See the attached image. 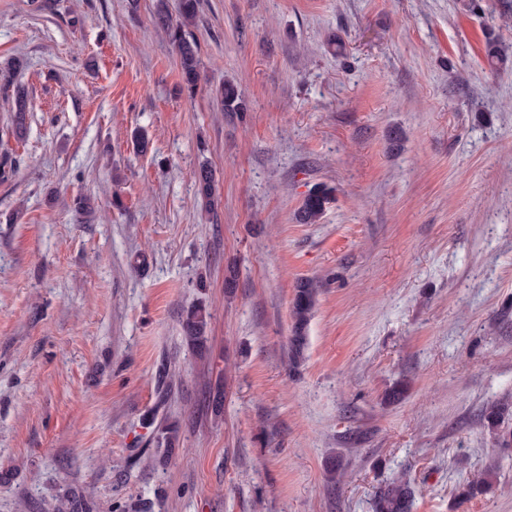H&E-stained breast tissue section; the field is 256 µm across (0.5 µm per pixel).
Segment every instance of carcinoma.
<instances>
[{"mask_svg":"<svg viewBox=\"0 0 512 512\" xmlns=\"http://www.w3.org/2000/svg\"><path fill=\"white\" fill-rule=\"evenodd\" d=\"M199 13V0H178V21L169 16L165 0H159L156 9V23L166 30L169 40L179 57L181 68V90L193 97L201 80L198 43L189 31ZM485 56L494 70L504 67L509 56L495 40L488 39ZM3 92L13 104V133L21 137L25 130L26 112L29 102L25 89L8 82ZM221 105L227 113H241L246 103L240 87L231 80L216 89ZM197 198L201 209L215 215L221 203L217 192L216 179L212 169L202 164L196 172ZM333 189L323 184L311 188L294 212L293 219L298 224H316L332 200ZM318 288L310 279L300 281L295 288L292 303L293 334L289 338V367L295 368L305 345V330L316 302ZM210 313L203 305L187 310L181 321V331L185 342L192 349L202 353L208 348ZM512 417V402L504 401L486 415L488 427L496 440L504 446L512 444V428L505 426V420ZM497 481L495 468L488 467L463 486V494L473 497L492 487ZM414 490L404 479L391 481L381 487L375 496L374 512H410Z\"/></svg>","mask_w":512,"mask_h":512,"instance_id":"1","label":"carcinoma"}]
</instances>
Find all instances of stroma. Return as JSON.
<instances>
[{
  "mask_svg": "<svg viewBox=\"0 0 512 512\" xmlns=\"http://www.w3.org/2000/svg\"><path fill=\"white\" fill-rule=\"evenodd\" d=\"M53 3L0 0V67L25 58L31 99L22 139L0 101L17 161L0 182V512H372L402 474L412 512H512V447L485 420L512 394V64L484 53L492 37L512 55V0H200L191 98L156 0ZM319 183L323 218L295 223ZM304 279L320 291L292 371ZM200 301L203 355L181 332ZM491 464L493 487L461 498ZM224 112L241 113L246 110V103L240 87L231 80H224V83L216 89ZM197 198L201 209L215 215L221 203L217 192L216 179L212 169L206 164L200 165L196 172Z\"/></svg>",
  "mask_w": 512,
  "mask_h": 512,
  "instance_id": "obj_1",
  "label": "stroma"
}]
</instances>
